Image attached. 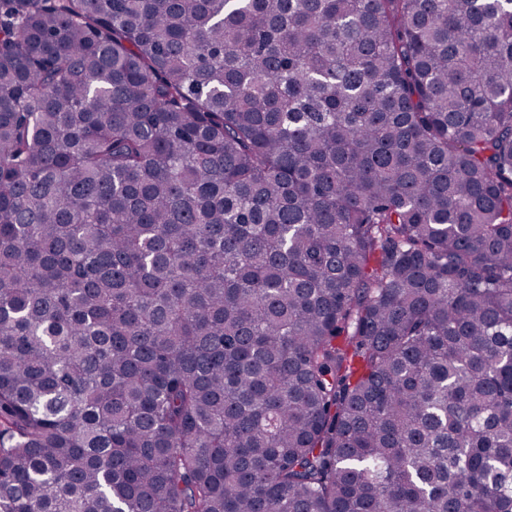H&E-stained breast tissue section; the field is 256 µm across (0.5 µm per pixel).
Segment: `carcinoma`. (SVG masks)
<instances>
[{
  "instance_id": "carcinoma-1",
  "label": "carcinoma",
  "mask_w": 512,
  "mask_h": 512,
  "mask_svg": "<svg viewBox=\"0 0 512 512\" xmlns=\"http://www.w3.org/2000/svg\"><path fill=\"white\" fill-rule=\"evenodd\" d=\"M0 512H512V0H0Z\"/></svg>"
}]
</instances>
